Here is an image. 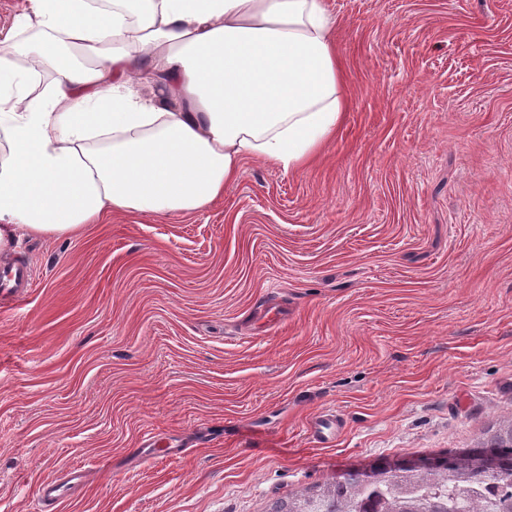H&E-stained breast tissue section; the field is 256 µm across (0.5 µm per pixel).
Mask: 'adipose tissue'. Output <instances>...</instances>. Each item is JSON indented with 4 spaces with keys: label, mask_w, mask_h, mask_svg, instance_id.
I'll return each mask as SVG.
<instances>
[{
    "label": "adipose tissue",
    "mask_w": 512,
    "mask_h": 512,
    "mask_svg": "<svg viewBox=\"0 0 512 512\" xmlns=\"http://www.w3.org/2000/svg\"><path fill=\"white\" fill-rule=\"evenodd\" d=\"M334 30L326 0H28L0 40V252L201 212L248 159L307 167L347 110Z\"/></svg>",
    "instance_id": "ef3b65f1"
}]
</instances>
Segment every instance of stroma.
I'll use <instances>...</instances> for the list:
<instances>
[{
	"instance_id": "35a3bbf8",
	"label": "stroma",
	"mask_w": 512,
	"mask_h": 512,
	"mask_svg": "<svg viewBox=\"0 0 512 512\" xmlns=\"http://www.w3.org/2000/svg\"><path fill=\"white\" fill-rule=\"evenodd\" d=\"M327 3L349 110L315 166L0 255L37 280L0 307V512L74 466L60 512H267L512 414V0ZM288 316V309L283 308L275 303H268L266 305H259L254 309L251 317L250 326L275 323Z\"/></svg>"
}]
</instances>
